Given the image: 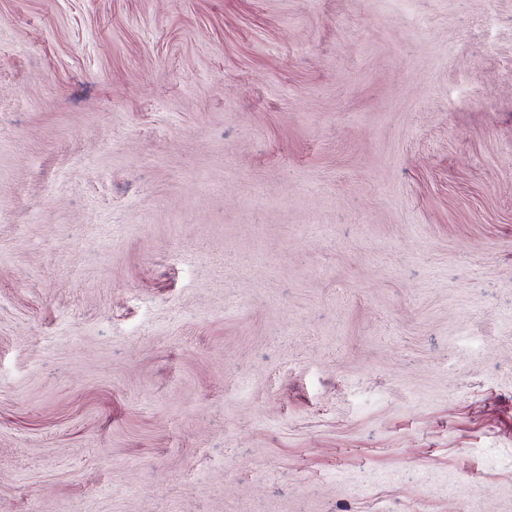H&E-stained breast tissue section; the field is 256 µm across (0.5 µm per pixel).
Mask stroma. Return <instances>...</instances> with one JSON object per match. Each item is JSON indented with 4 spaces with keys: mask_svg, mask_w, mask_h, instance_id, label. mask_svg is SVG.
<instances>
[{
    "mask_svg": "<svg viewBox=\"0 0 512 512\" xmlns=\"http://www.w3.org/2000/svg\"><path fill=\"white\" fill-rule=\"evenodd\" d=\"M0 512H512V0H0Z\"/></svg>",
    "mask_w": 512,
    "mask_h": 512,
    "instance_id": "1",
    "label": "stroma"
}]
</instances>
